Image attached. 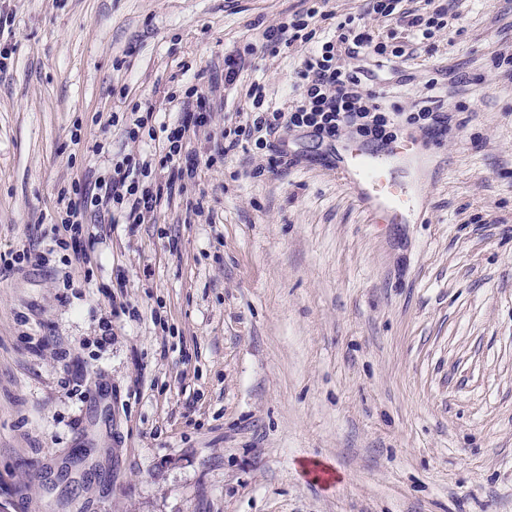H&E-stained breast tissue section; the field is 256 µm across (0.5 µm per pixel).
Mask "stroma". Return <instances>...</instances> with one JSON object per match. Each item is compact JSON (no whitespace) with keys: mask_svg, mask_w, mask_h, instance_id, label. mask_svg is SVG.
Segmentation results:
<instances>
[{"mask_svg":"<svg viewBox=\"0 0 512 512\" xmlns=\"http://www.w3.org/2000/svg\"><path fill=\"white\" fill-rule=\"evenodd\" d=\"M453 29L390 35L389 101L435 94L409 224H371L303 132L287 170L237 153L57 266L0 273V502L6 512H512V0H439ZM0 71V252L47 248L72 188L155 152L112 113L173 121L203 72L214 110L200 158L251 83L286 107L308 53H256L233 89L224 57L307 0H6ZM101 143L103 154L90 147ZM124 274L114 317L107 295ZM159 310L167 329L150 317Z\"/></svg>","mask_w":512,"mask_h":512,"instance_id":"stroma-1","label":"stroma"}]
</instances>
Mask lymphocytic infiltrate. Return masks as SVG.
Segmentation results:
<instances>
[{
    "label": "lymphocytic infiltrate",
    "instance_id": "1",
    "mask_svg": "<svg viewBox=\"0 0 512 512\" xmlns=\"http://www.w3.org/2000/svg\"><path fill=\"white\" fill-rule=\"evenodd\" d=\"M327 3L328 0H312L305 11L291 14L287 20L265 29L264 50L276 54L296 42L312 41L315 34L309 25ZM401 3L402 0H367V11L394 22L415 39L427 35L430 29L450 26L453 21L447 9L438 7L416 13L402 9ZM369 50L381 60L390 58L386 42L365 24L351 19L338 23L335 35L322 41L303 60L296 73L297 93L291 104L284 109L262 110L264 89L258 84L250 86L246 92L250 111L237 113L228 120L214 140L215 154L225 158L239 151L257 152L264 157L266 170L276 173L287 164V152L278 138L283 129L303 130L317 139L330 141L347 133L381 144L396 142L399 132L406 128L428 135L447 134L448 114L439 100L423 98L407 111L388 108L383 102L378 75L342 65V57H356ZM212 108L208 96L195 87L173 124L153 125L156 107L150 102L123 115L129 140L153 141L161 135L166 140L165 147L157 158H123L115 164L109 178L88 175L75 186L81 202L66 207L53 237L55 248L63 253L65 280H72V268L88 264L87 249L98 242L104 225L124 224L136 229L170 196L176 183L195 178L200 162L196 156L184 153V141L208 125ZM156 165L168 169L165 183L150 181Z\"/></svg>",
    "mask_w": 512,
    "mask_h": 512
}]
</instances>
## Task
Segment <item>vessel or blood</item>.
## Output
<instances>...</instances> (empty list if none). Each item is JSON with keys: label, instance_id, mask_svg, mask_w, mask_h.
<instances>
[{"label": "vessel or blood", "instance_id": "1", "mask_svg": "<svg viewBox=\"0 0 512 512\" xmlns=\"http://www.w3.org/2000/svg\"><path fill=\"white\" fill-rule=\"evenodd\" d=\"M419 144L416 137L383 151L355 144L337 157L334 169L357 198L369 223H409L416 194L411 185L396 181L395 171L401 167L423 169L425 158Z\"/></svg>", "mask_w": 512, "mask_h": 512}]
</instances>
